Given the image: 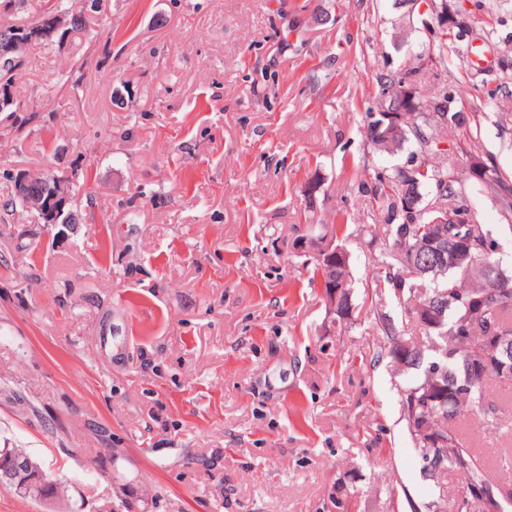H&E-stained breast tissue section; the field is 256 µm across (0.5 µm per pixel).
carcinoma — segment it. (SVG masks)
<instances>
[{"label":"carcinoma","mask_w":512,"mask_h":512,"mask_svg":"<svg viewBox=\"0 0 512 512\" xmlns=\"http://www.w3.org/2000/svg\"><path fill=\"white\" fill-rule=\"evenodd\" d=\"M47 8L37 17L43 34L31 43H43L53 39V16L59 13L58 4L45 0ZM26 35L22 26L0 27V96L12 95L10 111L18 109L14 89L23 64L14 60L10 52L13 41ZM433 110L434 125L425 129L414 122L422 103L401 104V133L377 147L394 151L407 140L406 128H411L420 151L431 154L436 151L437 132L444 128L461 127L469 122L461 112H444L434 103H427ZM426 174L420 176V185L433 184L436 194L425 205L406 208L411 196L418 194L417 185L406 180L403 170L386 177H377L371 188L374 200L386 213L393 242L382 254L378 265L384 274L376 280L375 288L387 289L407 305L408 314L424 327L419 342L399 334L391 323L382 322L388 340V355L396 366L418 375L404 391L401 398V416L413 448L424 462L425 477L438 484L447 472H453L470 484L474 490L475 507L472 512H504V502L490 497L493 485L477 449L467 441L459 427V420L467 415L478 417L485 429H500V408L489 399L492 384H512L511 377H502L489 365L503 356L512 357V274L508 283L499 281L487 267L479 264L453 265L447 275L433 284L430 275L405 279L399 248L410 245L425 234L430 222L440 211L459 215L471 210L468 198L456 187L458 180L429 163H422ZM54 174L33 176L27 184L13 182L11 197L0 205L8 214L24 206L28 195L46 191ZM461 228L478 251L490 240L486 225L471 214L468 224L444 225L445 229ZM458 295H470L480 302L475 312L463 305L448 306V299ZM499 336H509L504 345Z\"/></svg>","instance_id":"obj_1"}]
</instances>
